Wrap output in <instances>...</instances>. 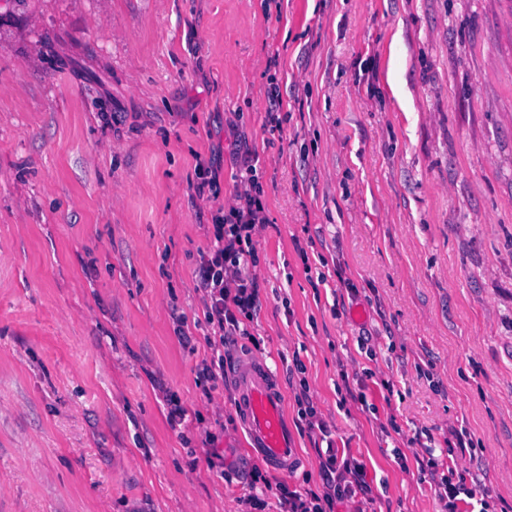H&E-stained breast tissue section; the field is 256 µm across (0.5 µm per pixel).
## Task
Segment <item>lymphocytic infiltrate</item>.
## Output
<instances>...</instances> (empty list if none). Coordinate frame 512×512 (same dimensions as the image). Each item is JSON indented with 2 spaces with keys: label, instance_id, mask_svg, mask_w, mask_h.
Returning a JSON list of instances; mask_svg holds the SVG:
<instances>
[{
  "label": "lymphocytic infiltrate",
  "instance_id": "obj_1",
  "mask_svg": "<svg viewBox=\"0 0 512 512\" xmlns=\"http://www.w3.org/2000/svg\"><path fill=\"white\" fill-rule=\"evenodd\" d=\"M241 163L248 178L236 202L223 214L214 216L210 245L197 268V287L203 293L205 342L211 351L202 371L207 380L224 378V344L236 335L240 325L253 321L260 309L259 288L254 268L258 255L253 237L266 220V204L252 176L251 152H244ZM447 512H490L488 494L481 487L474 465L443 460L433 454L419 459ZM320 491H301L286 483H271L259 470H252L247 483L253 491L243 503L246 512H267L270 499H277L280 512H335L337 504L356 496L370 497L371 485L361 463L338 460L328 453L319 462Z\"/></svg>",
  "mask_w": 512,
  "mask_h": 512
}]
</instances>
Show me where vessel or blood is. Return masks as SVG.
I'll return each instance as SVG.
<instances>
[{"mask_svg": "<svg viewBox=\"0 0 512 512\" xmlns=\"http://www.w3.org/2000/svg\"><path fill=\"white\" fill-rule=\"evenodd\" d=\"M236 409L248 429L252 452L276 474L288 476L298 450L288 431L285 398L264 358H243L233 372Z\"/></svg>", "mask_w": 512, "mask_h": 512, "instance_id": "b4317fda", "label": "vessel or blood"}]
</instances>
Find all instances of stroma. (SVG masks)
<instances>
[{
	"label": "stroma",
	"instance_id": "stroma-1",
	"mask_svg": "<svg viewBox=\"0 0 512 512\" xmlns=\"http://www.w3.org/2000/svg\"><path fill=\"white\" fill-rule=\"evenodd\" d=\"M245 148L261 309L224 353L284 391L288 483L321 486L298 358L374 490L337 512H442L394 451L452 426L512 512V0H0V512H242L261 461L234 382L209 389L204 332L185 347L175 317L202 315L194 271Z\"/></svg>",
	"mask_w": 512,
	"mask_h": 512
}]
</instances>
